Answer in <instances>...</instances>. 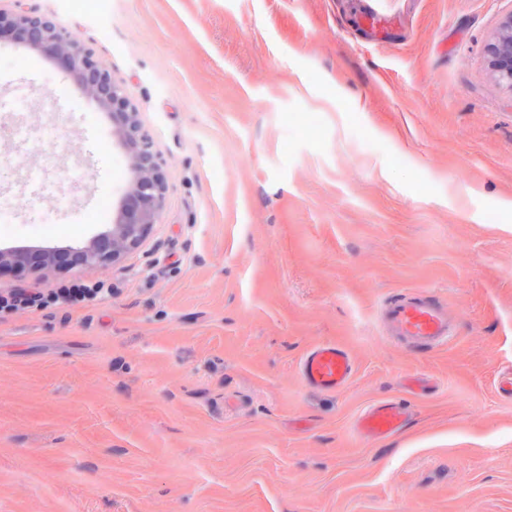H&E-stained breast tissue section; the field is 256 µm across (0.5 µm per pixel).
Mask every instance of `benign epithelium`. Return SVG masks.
Returning a JSON list of instances; mask_svg holds the SVG:
<instances>
[{
	"label": "benign epithelium",
	"mask_w": 512,
	"mask_h": 512,
	"mask_svg": "<svg viewBox=\"0 0 512 512\" xmlns=\"http://www.w3.org/2000/svg\"><path fill=\"white\" fill-rule=\"evenodd\" d=\"M0 40L21 43L53 58L72 75L84 93L112 117V135L128 155L132 178L122 192L112 228L83 246L57 249L13 247L0 251V273H61L120 263L140 248L159 223L166 197L165 162L143 129L139 109L124 84L101 65L72 31L47 15L0 11ZM489 66L498 81L512 87V15L505 18L489 43Z\"/></svg>",
	"instance_id": "benign-epithelium-1"
}]
</instances>
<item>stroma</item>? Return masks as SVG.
I'll return each mask as SVG.
<instances>
[{
	"mask_svg": "<svg viewBox=\"0 0 512 512\" xmlns=\"http://www.w3.org/2000/svg\"><path fill=\"white\" fill-rule=\"evenodd\" d=\"M20 9L127 86L167 192L139 250L80 270L110 298L0 317V512H512V89L486 54L512 0ZM22 53L0 200L30 204L0 249L81 246L122 151L68 72L0 43ZM46 218L65 233L29 234ZM407 292L447 309L446 345L387 335ZM322 343L353 360L336 392L300 378ZM383 402L407 422L364 437Z\"/></svg>",
	"mask_w": 512,
	"mask_h": 512,
	"instance_id": "obj_1",
	"label": "stroma"
}]
</instances>
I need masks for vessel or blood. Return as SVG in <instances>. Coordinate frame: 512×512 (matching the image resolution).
Masks as SVG:
<instances>
[{"label": "vessel or blood", "mask_w": 512, "mask_h": 512, "mask_svg": "<svg viewBox=\"0 0 512 512\" xmlns=\"http://www.w3.org/2000/svg\"><path fill=\"white\" fill-rule=\"evenodd\" d=\"M382 320L389 335L402 340L441 345L448 340L446 310L425 297L400 296L386 301L381 308ZM354 365L349 352L335 343L315 346L303 358L302 380L316 389L334 392L351 380ZM405 416L398 403L386 402L370 407L359 422L365 436L378 439L398 430Z\"/></svg>", "instance_id": "obj_1"}]
</instances>
